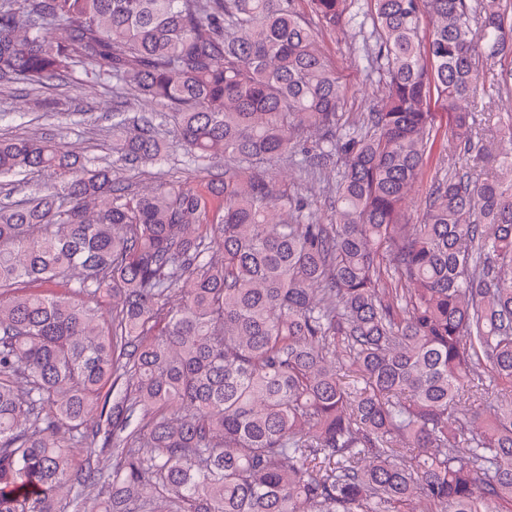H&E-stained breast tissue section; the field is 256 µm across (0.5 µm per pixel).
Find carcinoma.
<instances>
[{
	"instance_id": "1",
	"label": "carcinoma",
	"mask_w": 512,
	"mask_h": 512,
	"mask_svg": "<svg viewBox=\"0 0 512 512\" xmlns=\"http://www.w3.org/2000/svg\"><path fill=\"white\" fill-rule=\"evenodd\" d=\"M346 2L310 0L329 30ZM372 22L383 98L346 130L293 0H0V86L82 69L149 103L112 113L110 160L0 137V178L54 175L0 200V512H84L92 488L97 512H512V119L474 178L465 107L476 57L512 49L507 0H373ZM438 109L463 152L409 224ZM167 121L224 162L212 222L181 181L112 178L164 158ZM274 160L340 170L336 223Z\"/></svg>"
}]
</instances>
